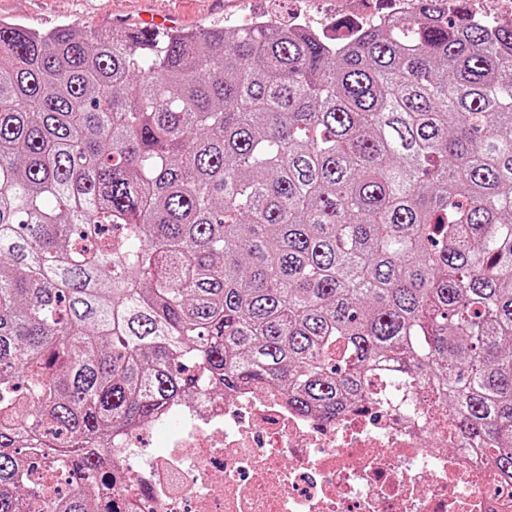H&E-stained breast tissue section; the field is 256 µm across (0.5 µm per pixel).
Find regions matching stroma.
I'll list each match as a JSON object with an SVG mask.
<instances>
[{"label": "stroma", "instance_id": "obj_1", "mask_svg": "<svg viewBox=\"0 0 512 512\" xmlns=\"http://www.w3.org/2000/svg\"><path fill=\"white\" fill-rule=\"evenodd\" d=\"M145 10L193 31L223 24L243 12L288 24L302 11L330 27L349 19L347 9L337 8L336 0H0V20L19 21L41 31L60 24L96 30L131 27Z\"/></svg>", "mask_w": 512, "mask_h": 512}]
</instances>
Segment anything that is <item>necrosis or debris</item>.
Here are the masks:
<instances>
[{
	"instance_id": "necrosis-or-debris-1",
	"label": "necrosis or debris",
	"mask_w": 512,
	"mask_h": 512,
	"mask_svg": "<svg viewBox=\"0 0 512 512\" xmlns=\"http://www.w3.org/2000/svg\"><path fill=\"white\" fill-rule=\"evenodd\" d=\"M123 439L120 493L146 512H512V485L427 404L327 421L244 384L198 401L163 453L137 454L139 427Z\"/></svg>"
}]
</instances>
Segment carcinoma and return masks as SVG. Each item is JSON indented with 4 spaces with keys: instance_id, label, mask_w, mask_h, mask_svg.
I'll list each match as a JSON object with an SVG mask.
<instances>
[{
    "instance_id": "obj_1",
    "label": "carcinoma",
    "mask_w": 512,
    "mask_h": 512,
    "mask_svg": "<svg viewBox=\"0 0 512 512\" xmlns=\"http://www.w3.org/2000/svg\"><path fill=\"white\" fill-rule=\"evenodd\" d=\"M421 2L337 42L0 21V512H142L113 438L241 383L434 390L512 479V24Z\"/></svg>"
}]
</instances>
